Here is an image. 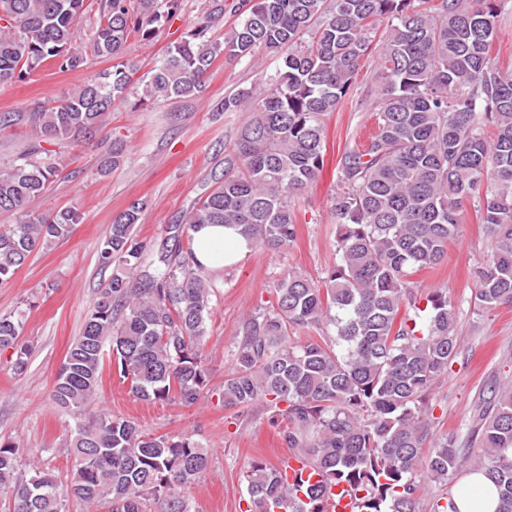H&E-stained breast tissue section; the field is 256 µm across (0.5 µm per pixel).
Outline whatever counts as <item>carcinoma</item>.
I'll return each mask as SVG.
<instances>
[{"label": "carcinoma", "instance_id": "1", "mask_svg": "<svg viewBox=\"0 0 512 512\" xmlns=\"http://www.w3.org/2000/svg\"><path fill=\"white\" fill-rule=\"evenodd\" d=\"M179 0H0V84L20 81L54 60L63 70L90 58L120 59L130 36L153 40ZM96 10L89 45L75 27ZM224 0L173 45L145 81L144 98H190L221 57L280 54L259 91L224 97L218 112H246L224 178L149 247L134 230L145 203L113 219L99 255L112 274L56 374L52 396L72 419L67 451L75 461L63 486L15 442L0 443V491L13 512H67L74 498L88 512H193L187 491L210 471V452L190 436L153 435L135 421L87 413L102 388L104 347L145 402L195 403L210 378L207 269L194 262L191 232L235 226L254 249L284 251L297 234L294 198L324 167V118L355 88L361 61L376 55L371 111L376 130L347 148L336 166L331 215L336 263L321 281L294 272L274 281L267 305L242 325V341L219 393L224 406L266 404L289 456L319 477H292L255 458L246 471V512H330L326 492L341 487L357 512H419L425 481L448 490L430 512H459L456 499L477 492L452 484L471 468L497 489V512H512V383H495L463 447L435 441L433 394L459 354L457 314L446 288L425 296L414 277L434 269L459 233V215L479 204L490 253L479 274L476 312L512 303V73L491 55L512 0H237L224 39L210 36ZM133 66L123 62L59 104L1 112L0 130L23 125L30 144L0 164V212L21 215L0 227V282L39 246L79 223L74 209L37 213L55 167L32 160L42 143L76 148L108 124ZM113 142L101 160L119 163ZM137 287L130 286L129 274ZM425 306H420V303ZM22 320L0 316V349L21 372L30 348ZM294 330L313 336L296 338ZM26 474H19L21 466Z\"/></svg>", "mask_w": 512, "mask_h": 512}]
</instances>
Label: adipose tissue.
<instances>
[{
    "mask_svg": "<svg viewBox=\"0 0 512 512\" xmlns=\"http://www.w3.org/2000/svg\"><path fill=\"white\" fill-rule=\"evenodd\" d=\"M194 260L208 269L239 263L250 251L249 241L233 227L205 224L192 233Z\"/></svg>",
    "mask_w": 512,
    "mask_h": 512,
    "instance_id": "adipose-tissue-1",
    "label": "adipose tissue"
}]
</instances>
